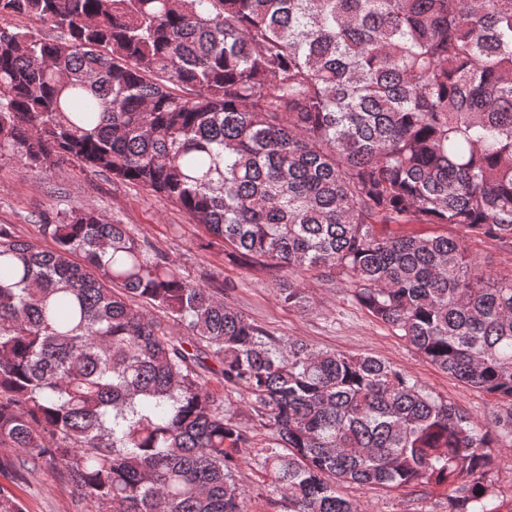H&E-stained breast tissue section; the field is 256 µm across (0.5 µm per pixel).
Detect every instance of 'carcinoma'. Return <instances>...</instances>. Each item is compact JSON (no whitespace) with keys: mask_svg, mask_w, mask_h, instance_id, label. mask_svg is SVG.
I'll return each instance as SVG.
<instances>
[{"mask_svg":"<svg viewBox=\"0 0 512 512\" xmlns=\"http://www.w3.org/2000/svg\"><path fill=\"white\" fill-rule=\"evenodd\" d=\"M3 153L168 199L285 306L319 269L512 402V278L466 246L512 244V0H0ZM409 224L455 233L390 231ZM38 228L0 224V447L91 512H249L255 422L270 512H356L348 482L512 512L486 484L512 412L482 424L381 359L276 336L100 211ZM0 512H24L3 487Z\"/></svg>","mask_w":512,"mask_h":512,"instance_id":"1","label":"carcinoma"}]
</instances>
